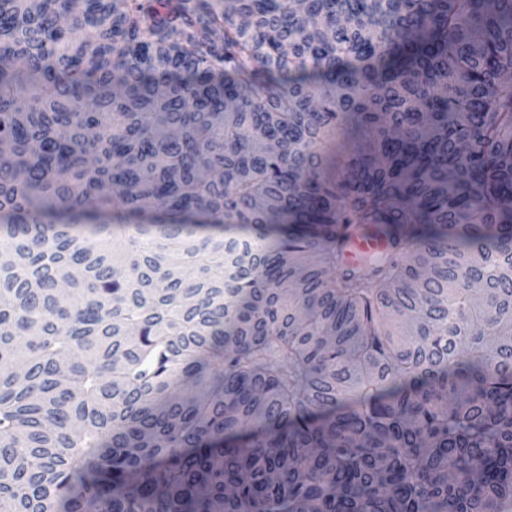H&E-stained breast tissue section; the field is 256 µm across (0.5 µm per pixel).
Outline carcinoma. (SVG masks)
<instances>
[{
  "mask_svg": "<svg viewBox=\"0 0 512 512\" xmlns=\"http://www.w3.org/2000/svg\"><path fill=\"white\" fill-rule=\"evenodd\" d=\"M0 512H512V0H0ZM386 249L387 243L383 239L354 236L347 247L346 261L349 265L358 266L365 258L384 253Z\"/></svg>",
  "mask_w": 512,
  "mask_h": 512,
  "instance_id": "carcinoma-1",
  "label": "carcinoma"
}]
</instances>
